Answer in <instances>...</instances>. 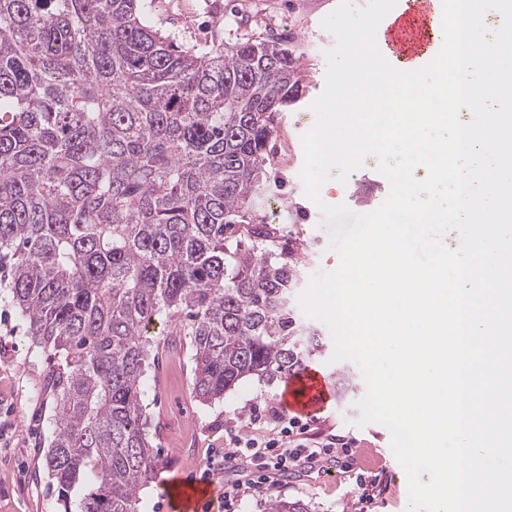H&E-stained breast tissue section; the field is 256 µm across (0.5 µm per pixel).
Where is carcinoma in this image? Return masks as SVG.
Instances as JSON below:
<instances>
[{
    "label": "carcinoma",
    "instance_id": "obj_1",
    "mask_svg": "<svg viewBox=\"0 0 512 512\" xmlns=\"http://www.w3.org/2000/svg\"><path fill=\"white\" fill-rule=\"evenodd\" d=\"M153 2L0 0V252L28 336L57 358L45 466L65 512H138L159 465L152 347L191 346L203 402L320 348L293 315L296 266L269 249L278 228L256 223L275 116L301 96L295 50L181 49Z\"/></svg>",
    "mask_w": 512,
    "mask_h": 512
}]
</instances>
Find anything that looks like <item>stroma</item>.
Segmentation results:
<instances>
[{"label":"stroma","mask_w":512,"mask_h":512,"mask_svg":"<svg viewBox=\"0 0 512 512\" xmlns=\"http://www.w3.org/2000/svg\"><path fill=\"white\" fill-rule=\"evenodd\" d=\"M339 0H155L154 27L183 48L229 46L243 38L262 39L279 34L282 27L297 33L295 43L304 91L299 103L276 117V133L269 143L267 187L258 217L281 230V245L296 261L301 285L321 272L339 265L336 252L328 248L322 226L320 203L306 194L300 178L304 165L302 137L316 123L312 108L325 88V49L334 43L321 26ZM375 157H367L347 183L328 181L321 189V203L345 204L352 212L375 210L386 198L389 183L376 169ZM300 322L314 328L323 345L320 354L307 358L329 382L339 372H349L355 389L348 396H334L329 408L311 418L316 434L344 437L363 463L356 474L335 468L331 475L319 471L282 478L267 490L245 496L242 512H268L270 502L302 501L316 512H406L407 478L395 458L388 430L377 423L356 426V406L366 393V383L352 362H331L333 341L326 325L305 313ZM53 358L37 348L0 281V512H64L56 483L43 468L44 453L52 438L53 394L49 375ZM191 349L181 346L173 353H160L150 364L143 382V402L150 418L152 443L162 460L153 483L141 493L140 512H175L165 481L203 477L209 457L218 462L207 477L214 498H221L225 481L248 480L250 468L241 461H223L224 431L246 424L252 408L278 402L282 381H244L210 403L197 400L190 387Z\"/></svg>","instance_id":"1"}]
</instances>
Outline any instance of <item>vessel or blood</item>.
Here are the masks:
<instances>
[{
	"label": "vessel or blood",
	"mask_w": 512,
	"mask_h": 512,
	"mask_svg": "<svg viewBox=\"0 0 512 512\" xmlns=\"http://www.w3.org/2000/svg\"><path fill=\"white\" fill-rule=\"evenodd\" d=\"M435 0H398L396 12L380 24L379 43L387 60L400 70H412L429 63L436 54L439 17ZM333 397L325 377L304 368L287 380L280 401L289 412L314 417L322 413ZM212 489L198 482L176 492L177 512H202Z\"/></svg>",
	"instance_id": "1"
}]
</instances>
